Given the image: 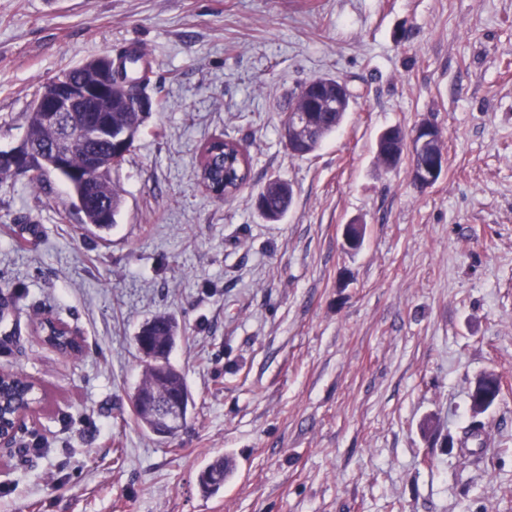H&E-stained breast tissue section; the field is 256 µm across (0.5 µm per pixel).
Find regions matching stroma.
Returning <instances> with one entry per match:
<instances>
[{
  "mask_svg": "<svg viewBox=\"0 0 512 512\" xmlns=\"http://www.w3.org/2000/svg\"><path fill=\"white\" fill-rule=\"evenodd\" d=\"M131 49L153 109L112 175V229L88 231L56 177L0 180V292L20 324L0 369L43 394L0 447V512H512V0H0V150L61 70ZM324 75L351 110L293 155L282 108ZM424 120L448 159L430 188L376 155L384 129ZM215 138L250 158L224 200L197 178ZM272 178L293 188L276 224L255 204ZM159 313L196 402L165 439L132 408L135 336ZM47 315L80 354L41 340ZM488 373L504 389L467 460ZM222 455L234 475L204 494ZM494 384L495 376L491 374L484 375L475 382L473 390L470 394V408L473 416H476L485 411L496 400L497 389L495 388ZM475 406H483V409L481 411H475L473 409Z\"/></svg>",
  "mask_w": 512,
  "mask_h": 512,
  "instance_id": "1",
  "label": "stroma"
}]
</instances>
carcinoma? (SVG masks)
Wrapping results in <instances>:
<instances>
[{
	"label": "carcinoma",
	"mask_w": 512,
	"mask_h": 512,
	"mask_svg": "<svg viewBox=\"0 0 512 512\" xmlns=\"http://www.w3.org/2000/svg\"><path fill=\"white\" fill-rule=\"evenodd\" d=\"M121 70L113 73L112 81L121 86L129 102L137 100L150 102L147 90L152 83V70L144 54L140 50L126 51L119 55ZM325 91L314 99L294 98L288 101L285 111L299 109H314L312 113L315 132L311 142L297 143L292 153L303 156L316 152L323 142L336 132L343 122L351 104H346L343 112H327L321 109L319 100L323 99ZM79 118H89L94 121L108 120L114 128L132 127L140 130L144 115L138 112H77ZM56 129L43 125L37 119V113L28 112L27 139L41 149L49 148L57 138ZM94 151L99 156L109 158L112 155V143L96 141L90 148L75 149L65 160V165L56 170H47L27 179L32 188H40L51 174L57 176L66 186L71 196L82 197L85 210V223L95 224V228L108 231L116 223L122 199L112 188L111 179L102 177L101 180L89 182L84 180L88 164V151ZM200 179L210 188L217 191L234 192L246 182L250 176L249 157L234 141L214 139L203 150L199 167ZM293 200V190L290 184L282 180H271L259 193L260 212L270 223L280 222L287 214ZM39 332L45 340L59 349H76L78 345L62 328V322L56 319L40 325ZM139 335L149 337L156 345L166 348L163 352L164 363L157 367L156 362L147 358L143 364L142 384L140 392H152L160 398L173 394L180 397L183 405L182 415L188 417L193 406L191 393L188 390L183 374L169 361V355L178 335V326L173 319L166 315H157L146 322L140 329ZM497 398L495 376L489 374L480 377L470 394L471 406L488 408ZM40 400L36 385L16 374H6L0 378V429L8 432L16 424L20 412L31 408ZM234 473L231 458L222 457L211 463L200 474V484L204 491L214 492L224 486Z\"/></svg>",
	"instance_id": "cac0c4a2"
}]
</instances>
